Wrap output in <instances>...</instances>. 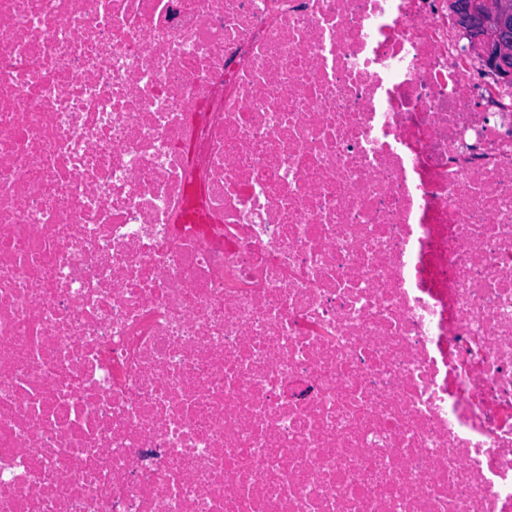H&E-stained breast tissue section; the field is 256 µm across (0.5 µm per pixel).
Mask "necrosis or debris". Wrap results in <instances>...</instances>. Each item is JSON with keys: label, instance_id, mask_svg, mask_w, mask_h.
Listing matches in <instances>:
<instances>
[{"label": "necrosis or debris", "instance_id": "4bbe7bcc", "mask_svg": "<svg viewBox=\"0 0 512 512\" xmlns=\"http://www.w3.org/2000/svg\"><path fill=\"white\" fill-rule=\"evenodd\" d=\"M448 0H0V512H512V82Z\"/></svg>", "mask_w": 512, "mask_h": 512}]
</instances>
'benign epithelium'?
I'll return each mask as SVG.
<instances>
[{
	"instance_id": "1",
	"label": "benign epithelium",
	"mask_w": 512,
	"mask_h": 512,
	"mask_svg": "<svg viewBox=\"0 0 512 512\" xmlns=\"http://www.w3.org/2000/svg\"><path fill=\"white\" fill-rule=\"evenodd\" d=\"M448 5L472 43L483 49L486 65L512 77V0H450Z\"/></svg>"
}]
</instances>
